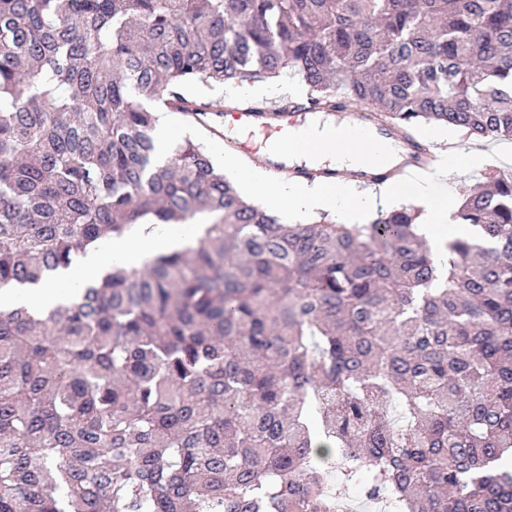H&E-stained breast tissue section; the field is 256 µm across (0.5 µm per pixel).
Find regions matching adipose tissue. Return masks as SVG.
Instances as JSON below:
<instances>
[{"label":"adipose tissue","mask_w":512,"mask_h":512,"mask_svg":"<svg viewBox=\"0 0 512 512\" xmlns=\"http://www.w3.org/2000/svg\"><path fill=\"white\" fill-rule=\"evenodd\" d=\"M268 157L272 161L283 160L292 165L369 172L381 166L402 164L403 151L390 139L374 140L371 150L361 151L352 143L347 124L319 117L296 135L294 144L270 150ZM443 158V164L434 173L414 176L406 184L381 189L377 194L355 192L349 180L312 188L297 186L285 179L277 183L257 181L230 159L226 160L225 168L244 187L257 189L266 206L276 212L331 210L343 223L361 224L369 220L378 197L412 201L426 214L425 239L428 246L436 250L468 231L466 225L454 219L445 186L462 166L474 165L481 160L477 154L463 158L452 152L444 153ZM198 230V224L192 220L167 230L149 224L141 225L127 235L112 238L106 248L89 251L69 269L39 284L0 290V310L23 306L32 313H49L66 305L88 279L99 277L103 271L115 265L143 270L153 256L193 244Z\"/></svg>","instance_id":"obj_1"}]
</instances>
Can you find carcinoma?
Returning a JSON list of instances; mask_svg holds the SVG:
<instances>
[{"instance_id": "carcinoma-1", "label": "carcinoma", "mask_w": 512, "mask_h": 512, "mask_svg": "<svg viewBox=\"0 0 512 512\" xmlns=\"http://www.w3.org/2000/svg\"><path fill=\"white\" fill-rule=\"evenodd\" d=\"M301 76L403 136L512 140V0H0V289L135 224L195 247L68 305L0 311V512H512V174L433 254L419 212L306 224L206 148L155 164L150 104Z\"/></svg>"}]
</instances>
